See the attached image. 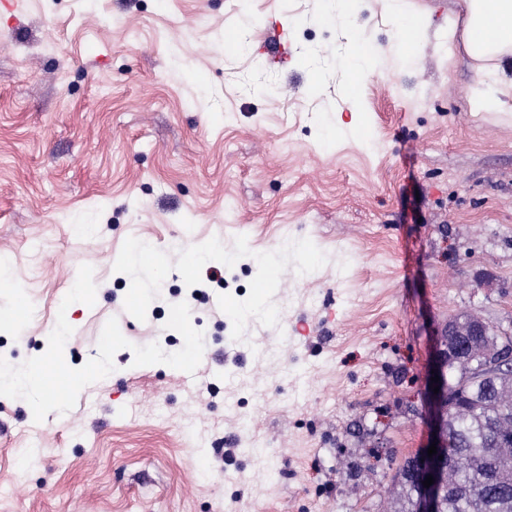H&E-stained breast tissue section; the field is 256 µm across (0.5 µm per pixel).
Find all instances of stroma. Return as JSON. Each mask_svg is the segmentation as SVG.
Listing matches in <instances>:
<instances>
[{
  "label": "stroma",
  "mask_w": 512,
  "mask_h": 512,
  "mask_svg": "<svg viewBox=\"0 0 512 512\" xmlns=\"http://www.w3.org/2000/svg\"><path fill=\"white\" fill-rule=\"evenodd\" d=\"M384 2L353 29L316 0L0 6V363L72 392L54 418L0 390V512H393L438 329L512 331V97L471 111L460 0H410L407 63ZM355 41L381 55L352 84ZM151 246L140 243L128 251L124 257V268L127 277L143 292H155L157 286V272L142 258V252Z\"/></svg>",
  "instance_id": "35a3bbf8"
}]
</instances>
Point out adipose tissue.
<instances>
[{"label":"adipose tissue","mask_w":512,"mask_h":512,"mask_svg":"<svg viewBox=\"0 0 512 512\" xmlns=\"http://www.w3.org/2000/svg\"><path fill=\"white\" fill-rule=\"evenodd\" d=\"M466 13L465 46L477 60H493L489 69H480L469 96L476 112H498L504 99L512 95V80L505 64L512 60V0H462Z\"/></svg>","instance_id":"1"}]
</instances>
